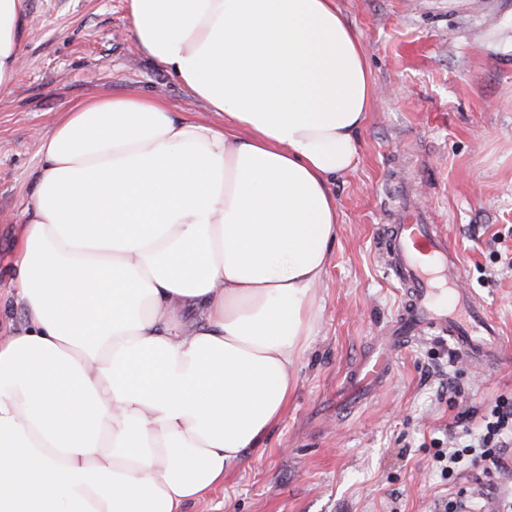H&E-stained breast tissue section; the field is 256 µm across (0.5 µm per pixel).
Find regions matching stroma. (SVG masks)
<instances>
[{
	"label": "stroma",
	"instance_id": "stroma-1",
	"mask_svg": "<svg viewBox=\"0 0 512 512\" xmlns=\"http://www.w3.org/2000/svg\"><path fill=\"white\" fill-rule=\"evenodd\" d=\"M378 88L338 206L320 316L297 360L288 408L185 512H432L473 486L436 467L459 413L512 394V351L493 369L425 332L393 355L362 404L340 405L346 373L377 348L403 300L380 236L410 178V207L458 254L462 285L512 344V0H335ZM21 63L0 93V296L41 166L40 138L97 94H142L175 116L219 123L193 92L138 53L126 0H27ZM460 394L449 400L441 382Z\"/></svg>",
	"mask_w": 512,
	"mask_h": 512
}]
</instances>
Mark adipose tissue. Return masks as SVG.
<instances>
[{"mask_svg": "<svg viewBox=\"0 0 512 512\" xmlns=\"http://www.w3.org/2000/svg\"><path fill=\"white\" fill-rule=\"evenodd\" d=\"M214 125L77 103L41 143L0 340V512H183L294 391L377 88L334 0H127ZM26 0H0V89ZM197 312L187 320V312Z\"/></svg>", "mask_w": 512, "mask_h": 512, "instance_id": "ef3b65f1", "label": "adipose tissue"}]
</instances>
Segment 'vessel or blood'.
I'll list each match as a JSON object with an SVG mask.
<instances>
[{
    "label": "vessel or blood",
    "mask_w": 512,
    "mask_h": 512,
    "mask_svg": "<svg viewBox=\"0 0 512 512\" xmlns=\"http://www.w3.org/2000/svg\"><path fill=\"white\" fill-rule=\"evenodd\" d=\"M387 264L404 290L396 335L432 332L452 340L472 360L490 366L507 350L496 323L460 286L462 269L446 240L419 214L402 211L383 234ZM386 353L347 373L351 392L368 394L388 374Z\"/></svg>",
    "instance_id": "1"
}]
</instances>
